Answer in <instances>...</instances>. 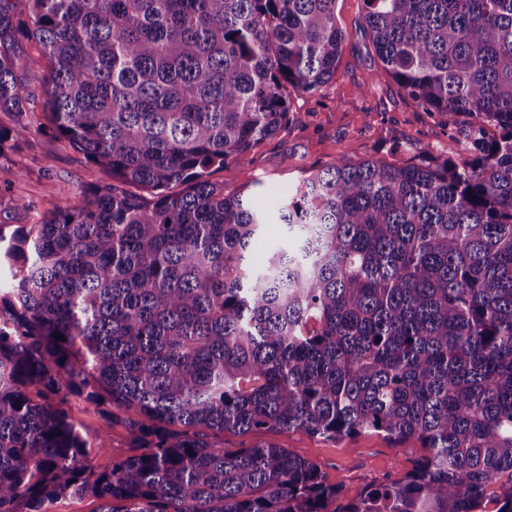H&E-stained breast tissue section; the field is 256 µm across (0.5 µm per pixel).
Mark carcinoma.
Here are the masks:
<instances>
[{
	"mask_svg": "<svg viewBox=\"0 0 512 512\" xmlns=\"http://www.w3.org/2000/svg\"><path fill=\"white\" fill-rule=\"evenodd\" d=\"M363 3L385 74L472 154L339 161L267 210L210 176L336 75V0H0V155L48 129L101 170L0 222V512H512V0ZM267 224L293 246L257 266ZM73 407L141 452L95 472ZM257 429L426 453L345 499L219 440ZM99 506L93 497L63 498L50 505V512H92Z\"/></svg>",
	"mask_w": 512,
	"mask_h": 512,
	"instance_id": "obj_1",
	"label": "carcinoma"
}]
</instances>
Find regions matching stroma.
<instances>
[{"label": "stroma", "mask_w": 512, "mask_h": 512, "mask_svg": "<svg viewBox=\"0 0 512 512\" xmlns=\"http://www.w3.org/2000/svg\"><path fill=\"white\" fill-rule=\"evenodd\" d=\"M364 15L362 0H337V21L347 41L335 77L319 93L292 94L290 107L297 121L260 142L248 162L231 163L214 173V181L223 183L225 193H240L271 207L295 194L307 170L339 160L388 161L396 147L410 157L425 153H450L458 160L469 157L471 147L464 137L450 139L447 128L418 109L383 75ZM0 161L22 174L15 196L35 205L31 212H7L5 220L10 224H33L56 208L71 205L99 177L96 166L79 162L77 153L47 130L31 131ZM73 416L91 447L90 464L95 471L110 470L113 461L135 453L134 438L121 420L90 410L74 411ZM102 436L109 446L101 450L96 443ZM263 441L316 463L329 483L342 485L348 499L370 483L401 479L424 453L417 442L396 443L375 432L337 440L302 431L224 435L228 448Z\"/></svg>", "instance_id": "obj_1"}]
</instances>
